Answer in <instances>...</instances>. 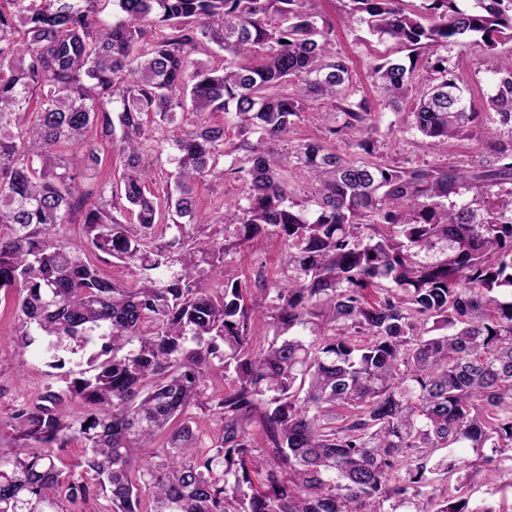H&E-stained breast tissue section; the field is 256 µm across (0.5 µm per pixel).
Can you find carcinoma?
Returning a JSON list of instances; mask_svg holds the SVG:
<instances>
[{"label":"carcinoma","mask_w":512,"mask_h":512,"mask_svg":"<svg viewBox=\"0 0 512 512\" xmlns=\"http://www.w3.org/2000/svg\"><path fill=\"white\" fill-rule=\"evenodd\" d=\"M99 2L0 0V291L17 294L19 348L81 367L0 420V512H85L95 492L103 512H497L466 490L512 476V57L479 114L438 50L476 36L497 56L512 0H348L344 22L408 51L371 65L389 108L418 62L435 73L409 113L430 147L480 116L507 135L472 166L424 168L376 156L378 110L313 0H113L107 25ZM215 49L217 67L200 59ZM325 99L353 154L274 156ZM216 112L236 121L230 147ZM180 115L181 136L161 134ZM105 144L118 180L87 188L65 150L96 172ZM152 155L174 188L162 201L144 183ZM226 170L241 195L191 247L207 222L194 185ZM291 170L308 176L304 204ZM77 218L80 242L62 234ZM268 234L280 279L224 272ZM90 251L137 268L136 285ZM219 371L230 384L209 394ZM73 440L79 476L60 455ZM450 447L475 459L435 456Z\"/></svg>","instance_id":"obj_1"}]
</instances>
